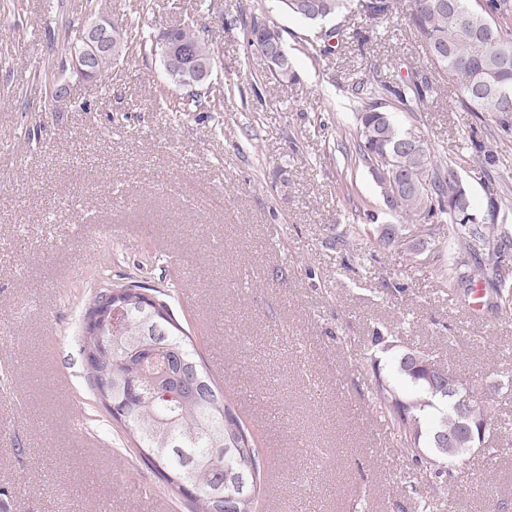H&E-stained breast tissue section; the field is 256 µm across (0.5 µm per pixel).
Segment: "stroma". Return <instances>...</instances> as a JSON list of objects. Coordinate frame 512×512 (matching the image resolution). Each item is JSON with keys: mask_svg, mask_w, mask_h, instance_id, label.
Wrapping results in <instances>:
<instances>
[{"mask_svg": "<svg viewBox=\"0 0 512 512\" xmlns=\"http://www.w3.org/2000/svg\"><path fill=\"white\" fill-rule=\"evenodd\" d=\"M138 3L127 41L183 21L208 40L220 111H178L156 54L94 80L63 65L56 46ZM260 11L295 79H257L238 18ZM321 29L277 0H0V512H193L86 383L80 335L106 281L165 293L262 450L265 512L512 503V429L438 477L381 432L370 390L391 360L378 333L477 381L512 426V311L487 283L472 296L435 276L429 224L400 223L368 167L326 154L353 123L349 84L418 71L434 92L393 121L455 163L480 217L512 225V131L461 109L404 14L315 61ZM360 210L399 237L347 236Z\"/></svg>", "mask_w": 512, "mask_h": 512, "instance_id": "35a3bbf8", "label": "stroma"}]
</instances>
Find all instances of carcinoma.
Masks as SVG:
<instances>
[{
  "mask_svg": "<svg viewBox=\"0 0 512 512\" xmlns=\"http://www.w3.org/2000/svg\"><path fill=\"white\" fill-rule=\"evenodd\" d=\"M281 9L317 24L347 8L349 0H278ZM370 30L385 24L398 0H355ZM407 24L415 41L433 63L461 80V107L485 114L503 126L512 117V0H409ZM282 32L265 14L251 17L247 42L265 73L276 81L294 77L288 58L266 66L262 35ZM180 41L202 58L215 56L205 38L191 27L177 31ZM339 28L307 42L309 57L319 59L342 45ZM170 81L189 88L188 100L199 104L200 92L188 82L179 63L165 65ZM434 87L413 74L391 85L373 73L349 89L354 125L338 141L349 165L367 166L377 182L383 177L378 160L392 155L394 189L381 191L389 211L413 222L448 225V249H471L476 265L460 273L453 255L440 260L436 274L452 284L463 278L493 284L500 302L512 307V283L500 266H486L482 254L501 257L512 250V229L482 222L456 166L433 153L421 137L409 141L389 117L385 98L414 112L425 105ZM139 284L99 288L92 305L105 310L111 292L139 289ZM86 380L97 399L138 442L145 464L171 491L188 498L198 512H263V462L260 448L242 421L233 400L208 373L190 344V337L167 303L140 296L127 305L125 329L112 336L80 337ZM477 385L440 367L417 350H404L391 360L390 371H374L372 396L387 413L400 436V452L436 474L452 475L462 464L461 449L474 448L482 433H495L499 422L489 395L481 392L473 429L459 415Z\"/></svg>",
  "mask_w": 512,
  "mask_h": 512,
  "instance_id": "obj_1",
  "label": "carcinoma"
}]
</instances>
